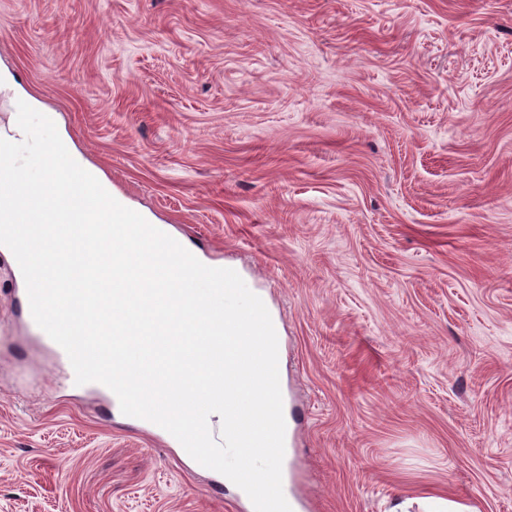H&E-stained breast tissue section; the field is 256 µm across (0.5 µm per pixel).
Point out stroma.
<instances>
[{
	"label": "stroma",
	"mask_w": 512,
	"mask_h": 512,
	"mask_svg": "<svg viewBox=\"0 0 512 512\" xmlns=\"http://www.w3.org/2000/svg\"><path fill=\"white\" fill-rule=\"evenodd\" d=\"M0 69L274 314L309 512H512V0H0ZM0 512H247L30 337Z\"/></svg>",
	"instance_id": "obj_1"
}]
</instances>
